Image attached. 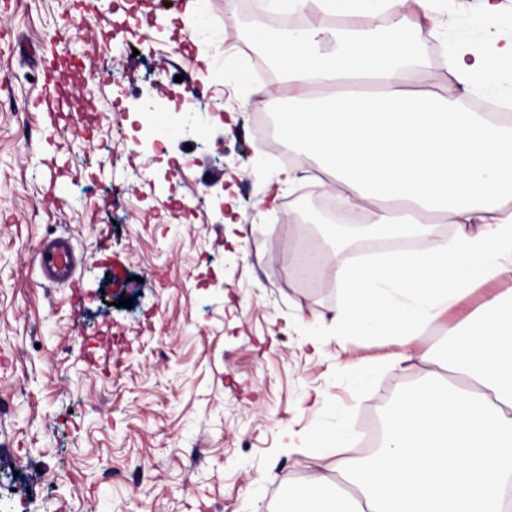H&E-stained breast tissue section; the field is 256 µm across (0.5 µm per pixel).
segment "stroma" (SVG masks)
I'll return each mask as SVG.
<instances>
[{"instance_id":"1","label":"stroma","mask_w":512,"mask_h":512,"mask_svg":"<svg viewBox=\"0 0 512 512\" xmlns=\"http://www.w3.org/2000/svg\"><path fill=\"white\" fill-rule=\"evenodd\" d=\"M0 0V498L18 512H278L286 478L358 455L397 390L420 383L418 357L386 367L392 349L349 337L373 368L355 384L332 338L341 302L321 270L306 287L294 251L329 244L286 219L296 176L275 207L257 208L280 174L253 116H280L254 85L265 54L250 40L275 16L256 0ZM449 42L479 39L481 0H447ZM64 69V120L42 99ZM194 88L201 113L164 150L154 132ZM120 113L122 126L112 122ZM69 238L78 291L44 280L34 256ZM512 289L475 285L417 340L444 352L448 332ZM132 298L131 307L119 304ZM88 347H81L82 337ZM344 429L343 448L286 452L287 434Z\"/></svg>"}]
</instances>
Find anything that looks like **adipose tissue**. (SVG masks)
I'll return each mask as SVG.
<instances>
[{
    "instance_id": "ef3b65f1",
    "label": "adipose tissue",
    "mask_w": 512,
    "mask_h": 512,
    "mask_svg": "<svg viewBox=\"0 0 512 512\" xmlns=\"http://www.w3.org/2000/svg\"><path fill=\"white\" fill-rule=\"evenodd\" d=\"M437 0H270L313 8L300 37L257 30L278 74L276 133L341 209L418 248L374 262L337 260V337L382 338L400 368L422 333L474 283L512 274V114L473 112L466 95L492 87L512 63V35L483 0L477 42L445 51L447 85L420 52L439 40ZM347 27L322 48L324 22ZM445 220L453 239L436 234ZM429 381L401 387L378 449L289 482L283 512H512V294L478 310L446 356L424 353Z\"/></svg>"
}]
</instances>
